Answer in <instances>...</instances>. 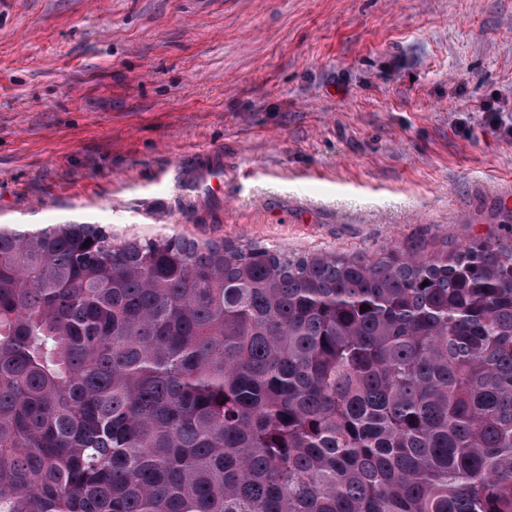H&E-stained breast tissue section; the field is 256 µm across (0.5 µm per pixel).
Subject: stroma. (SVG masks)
<instances>
[{"label": "stroma", "mask_w": 512, "mask_h": 512, "mask_svg": "<svg viewBox=\"0 0 512 512\" xmlns=\"http://www.w3.org/2000/svg\"><path fill=\"white\" fill-rule=\"evenodd\" d=\"M512 0H0V223L304 254L512 234ZM224 152L184 205L183 154ZM178 197L186 203L209 199L224 202V154L220 149L204 150L180 161L175 174Z\"/></svg>", "instance_id": "35a3bbf8"}]
</instances>
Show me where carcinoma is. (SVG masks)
Listing matches in <instances>:
<instances>
[{
	"label": "carcinoma",
	"instance_id": "1",
	"mask_svg": "<svg viewBox=\"0 0 512 512\" xmlns=\"http://www.w3.org/2000/svg\"><path fill=\"white\" fill-rule=\"evenodd\" d=\"M0 512H512V237L0 227Z\"/></svg>",
	"mask_w": 512,
	"mask_h": 512
}]
</instances>
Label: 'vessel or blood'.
<instances>
[{
	"mask_svg": "<svg viewBox=\"0 0 512 512\" xmlns=\"http://www.w3.org/2000/svg\"><path fill=\"white\" fill-rule=\"evenodd\" d=\"M176 190L180 199L192 203L202 199L219 204L224 200V154L222 150H204L180 162L176 172Z\"/></svg>",
	"mask_w": 512,
	"mask_h": 512,
	"instance_id": "b4317fda",
	"label": "vessel or blood"
}]
</instances>
